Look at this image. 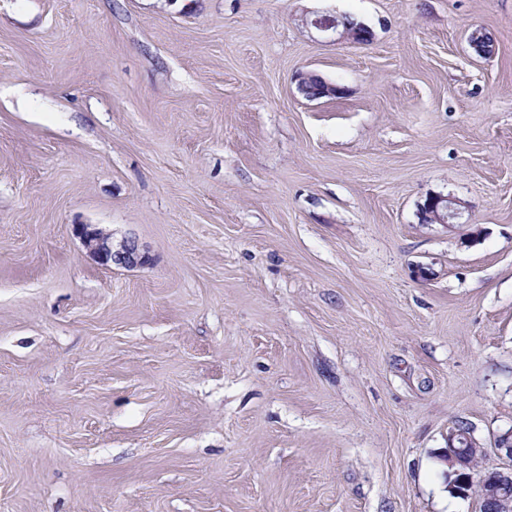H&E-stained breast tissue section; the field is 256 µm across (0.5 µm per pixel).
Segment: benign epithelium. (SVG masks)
I'll use <instances>...</instances> for the list:
<instances>
[{"label":"benign epithelium","mask_w":512,"mask_h":512,"mask_svg":"<svg viewBox=\"0 0 512 512\" xmlns=\"http://www.w3.org/2000/svg\"><path fill=\"white\" fill-rule=\"evenodd\" d=\"M312 24L323 32L331 31L353 44H366L372 38L370 33L361 34L344 28L343 21L335 16L318 17ZM421 212L427 224H451L460 215V201L448 196H431L422 205ZM73 230L102 265L115 263L130 267L144 262L133 241H124L116 248L112 243V235L100 229L76 224ZM448 444L451 447L448 464L456 467L455 474L462 476L463 484L478 485L480 496L492 506L491 512H512V468L492 467L489 469L492 477L487 478L476 469L478 461L486 455L485 448L478 440L452 427L448 431Z\"/></svg>","instance_id":"benign-epithelium-1"}]
</instances>
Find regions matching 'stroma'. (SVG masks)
Segmentation results:
<instances>
[{
    "instance_id": "1",
    "label": "stroma",
    "mask_w": 512,
    "mask_h": 512,
    "mask_svg": "<svg viewBox=\"0 0 512 512\" xmlns=\"http://www.w3.org/2000/svg\"><path fill=\"white\" fill-rule=\"evenodd\" d=\"M458 420L504 466L512 0H0V512H479ZM343 21L339 20L335 16L324 15L318 17L312 21V24L323 32H332L338 35L339 38L349 41L353 44H366L371 41L372 33L369 30L368 34H361L356 31L342 28ZM341 27V30H340ZM461 202L455 198L435 195L426 199L421 207L426 224H453L460 215ZM89 226L88 224H76L73 226V230L100 264L110 266L115 263L130 267L145 261L134 241H124L114 249L111 234L100 229H91Z\"/></svg>"
}]
</instances>
